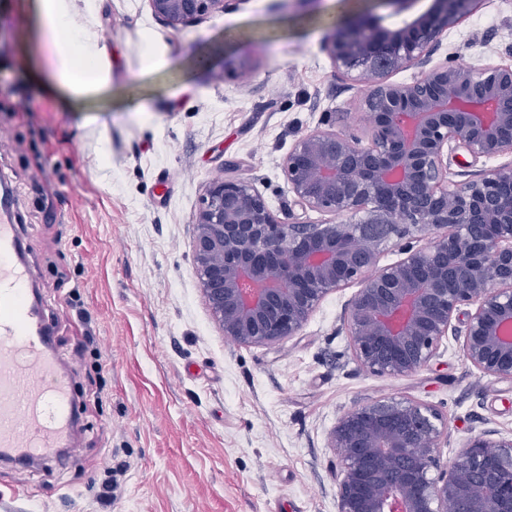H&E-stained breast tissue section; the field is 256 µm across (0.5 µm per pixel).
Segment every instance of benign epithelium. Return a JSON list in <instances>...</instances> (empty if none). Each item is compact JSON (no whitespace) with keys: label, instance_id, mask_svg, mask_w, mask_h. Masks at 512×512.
I'll return each instance as SVG.
<instances>
[{"label":"benign epithelium","instance_id":"7a95c632","mask_svg":"<svg viewBox=\"0 0 512 512\" xmlns=\"http://www.w3.org/2000/svg\"><path fill=\"white\" fill-rule=\"evenodd\" d=\"M227 2L148 0L174 30ZM476 3L431 0L392 27L360 12L327 37L334 64L363 91L369 133L363 141L306 133L283 174L301 207L329 219L287 224L254 187L207 183L192 254L224 336L275 344L295 335L326 294L356 285L343 323L371 372L416 373L452 335L481 375L512 382V164L453 188L447 179L450 150L512 153V62L430 65L433 41ZM412 67L421 72L410 83L384 80ZM415 235L429 241L418 246ZM391 240L403 258L381 266L380 247ZM463 307L461 331L453 318ZM438 420L430 406L394 397L339 417L329 440L337 512H512V437L484 431L443 464Z\"/></svg>","mask_w":512,"mask_h":512}]
</instances>
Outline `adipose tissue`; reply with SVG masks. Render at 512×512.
I'll use <instances>...</instances> for the list:
<instances>
[{"label":"adipose tissue","mask_w":512,"mask_h":512,"mask_svg":"<svg viewBox=\"0 0 512 512\" xmlns=\"http://www.w3.org/2000/svg\"><path fill=\"white\" fill-rule=\"evenodd\" d=\"M42 42L51 52L50 76L67 95L80 98L106 87L110 58L105 46L85 38L65 0H39Z\"/></svg>","instance_id":"obj_1"}]
</instances>
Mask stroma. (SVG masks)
<instances>
[{
    "mask_svg": "<svg viewBox=\"0 0 512 512\" xmlns=\"http://www.w3.org/2000/svg\"><path fill=\"white\" fill-rule=\"evenodd\" d=\"M367 0H231L183 30L147 0H70L112 52L108 85L68 98L47 80L38 0H0V175L68 373L81 425L65 457L0 463V512H336L329 435L355 406L436 409L452 460L486 430L512 434V382L480 376L455 339L423 370L372 373L328 294L295 336H224L192 256L208 181L253 185L280 220L318 224L282 164L302 135L370 124L325 37ZM512 60V0H480L431 61ZM116 478L111 506L98 499Z\"/></svg>",
    "mask_w": 512,
    "mask_h": 512,
    "instance_id": "1",
    "label": "stroma"
}]
</instances>
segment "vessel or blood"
Instances as JSON below:
<instances>
[{
	"label": "vessel or blood",
	"mask_w": 512,
	"mask_h": 512,
	"mask_svg": "<svg viewBox=\"0 0 512 512\" xmlns=\"http://www.w3.org/2000/svg\"><path fill=\"white\" fill-rule=\"evenodd\" d=\"M17 227L0 212V453L23 463L71 445L77 413L28 301Z\"/></svg>",
	"instance_id": "b4317fda"
}]
</instances>
